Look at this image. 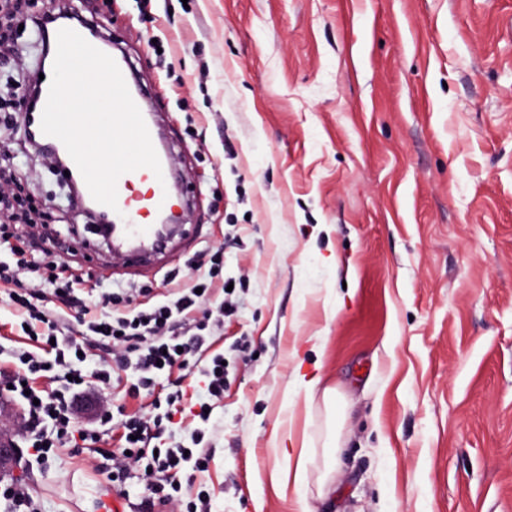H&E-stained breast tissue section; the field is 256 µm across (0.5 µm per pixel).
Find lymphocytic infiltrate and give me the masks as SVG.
<instances>
[{
    "label": "lymphocytic infiltrate",
    "instance_id": "obj_1",
    "mask_svg": "<svg viewBox=\"0 0 512 512\" xmlns=\"http://www.w3.org/2000/svg\"><path fill=\"white\" fill-rule=\"evenodd\" d=\"M54 12L48 0L43 5L38 0H0V68L12 66L26 45L27 34L41 35L44 20ZM222 269L220 252L202 250L165 300L143 308L133 303L143 294L139 288L103 292L99 305L91 306L75 296L71 284L60 283L55 263L20 258L11 268L0 264V283L11 288L13 314L34 337L32 349L0 346V355H6L12 364L7 381L31 421L28 447L36 459L48 460L54 449L78 439H91V432L77 430L74 424L75 403L89 383L101 388L113 383L121 386L124 397L143 400L144 405L130 413L125 406L114 409L108 399H101L100 421L115 423L119 438L117 447L100 450L97 470L107 473L119 488L131 468L147 466L142 506L202 512L196 502L185 503L179 497L184 447L157 451L150 442L153 431L164 429L172 420L183 398L179 389L162 393V379L186 370L191 360L203 356L206 339L216 335L225 319L238 311L233 291H223L219 303L211 301L213 284ZM49 290L61 300V307L47 308L45 293ZM72 316L111 349L112 362L83 370L87 360L84 343L60 333L64 320ZM204 358L201 375L205 382L196 400L200 418L205 421L224 395L226 373L223 354ZM127 369L133 376L125 381L120 373ZM42 378L65 380L66 393L40 389L38 381Z\"/></svg>",
    "mask_w": 512,
    "mask_h": 512
}]
</instances>
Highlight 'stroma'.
Listing matches in <instances>:
<instances>
[{
  "label": "stroma",
  "mask_w": 512,
  "mask_h": 512,
  "mask_svg": "<svg viewBox=\"0 0 512 512\" xmlns=\"http://www.w3.org/2000/svg\"><path fill=\"white\" fill-rule=\"evenodd\" d=\"M63 3L133 64L188 205L130 273L8 139L48 216L17 247L84 275L92 303L97 282L164 294L208 245L224 277L248 278L213 344L223 400L200 420L190 368L160 439L202 436L183 499L292 512L268 479L281 425L309 445L313 512H512V0ZM299 358L321 375L306 410L283 396ZM58 454L23 458L42 512H110L94 445Z\"/></svg>",
  "instance_id": "1"
}]
</instances>
